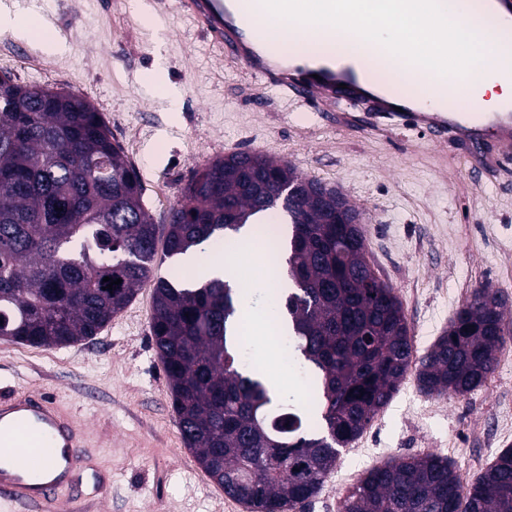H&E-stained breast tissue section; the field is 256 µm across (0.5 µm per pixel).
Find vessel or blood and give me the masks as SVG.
<instances>
[{
    "label": "vessel or blood",
    "instance_id": "obj_1",
    "mask_svg": "<svg viewBox=\"0 0 512 512\" xmlns=\"http://www.w3.org/2000/svg\"><path fill=\"white\" fill-rule=\"evenodd\" d=\"M442 4L460 23L484 21L480 5ZM174 9L255 78L259 93L314 102L318 112L335 113L339 123L366 133L404 128L441 147L457 143L465 170L477 181L496 177L512 157V104L498 112H451L372 90L344 63L288 60L264 35L251 0H234L230 6L224 0H175ZM341 103L347 112H337ZM90 457L85 425L43 389L30 386L0 396V512L24 506L58 512L61 503L77 504L81 495L71 481Z\"/></svg>",
    "mask_w": 512,
    "mask_h": 512
}]
</instances>
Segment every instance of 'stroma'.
I'll use <instances>...</instances> for the list:
<instances>
[{
    "label": "stroma",
    "instance_id": "1",
    "mask_svg": "<svg viewBox=\"0 0 512 512\" xmlns=\"http://www.w3.org/2000/svg\"><path fill=\"white\" fill-rule=\"evenodd\" d=\"M132 0H0V13L54 17L65 44L47 54L38 36L0 30L10 57L0 77L91 102L112 140L136 166L145 208L164 224L195 169L240 150L292 162L305 177L342 191L362 213L369 258L393 287L424 356L474 292L505 295L512 333V170L473 184L456 145L434 146L399 129L386 137L320 119L308 104L276 95L257 100L254 82L193 22L156 7L160 29ZM164 61V88L179 96L170 111L162 90L143 85ZM152 291L143 288L96 336L62 348L0 341V393L31 385L72 406L88 427L91 464L110 479L81 512H227L183 444L165 372L150 338ZM420 390L416 370L360 436L363 455L340 453L322 490L294 512H337L373 466L406 455L447 457L474 483L512 448V358L487 382L440 408Z\"/></svg>",
    "mask_w": 512,
    "mask_h": 512
}]
</instances>
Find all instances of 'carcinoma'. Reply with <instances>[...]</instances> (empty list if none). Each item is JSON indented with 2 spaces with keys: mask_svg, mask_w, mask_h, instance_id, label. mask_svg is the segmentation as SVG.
I'll use <instances>...</instances> for the list:
<instances>
[{
  "mask_svg": "<svg viewBox=\"0 0 512 512\" xmlns=\"http://www.w3.org/2000/svg\"><path fill=\"white\" fill-rule=\"evenodd\" d=\"M205 169L208 180L190 181L168 222L156 224L139 172L87 99L0 77V341L80 342L151 288V337L185 447L255 512H290L321 490L340 449L417 362L409 326L341 191L270 156L233 153ZM260 208L271 220L282 209L291 224L279 235L291 284L283 316L288 348L320 397L314 411L246 365L240 289L155 274L167 259L220 249ZM106 276L122 283L108 290ZM504 314L498 292L476 291L417 362L420 388L464 396L481 387L504 341ZM340 512H512V449L468 488L441 456L387 461L342 498Z\"/></svg>",
  "mask_w": 512,
  "mask_h": 512,
  "instance_id": "carcinoma-1",
  "label": "carcinoma"
}]
</instances>
